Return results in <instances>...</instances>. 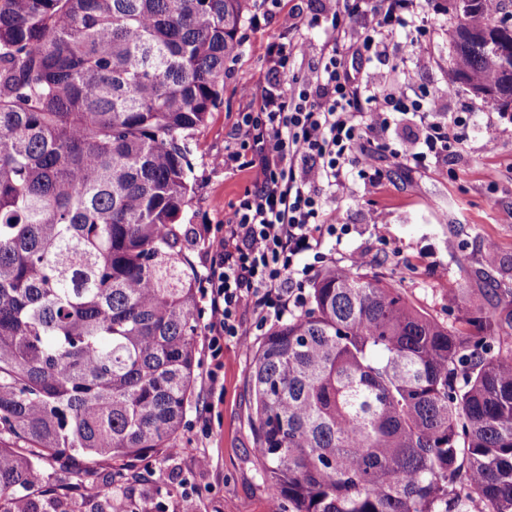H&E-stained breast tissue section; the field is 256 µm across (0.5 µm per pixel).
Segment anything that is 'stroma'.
<instances>
[{
  "instance_id": "stroma-1",
  "label": "stroma",
  "mask_w": 512,
  "mask_h": 512,
  "mask_svg": "<svg viewBox=\"0 0 512 512\" xmlns=\"http://www.w3.org/2000/svg\"><path fill=\"white\" fill-rule=\"evenodd\" d=\"M335 6L336 0H279L280 12L296 17V28L287 31L260 8L248 12L241 53L224 79L223 102L189 143L195 190L183 221L194 233L191 259L199 276L207 274V254L218 225L231 217L249 185L246 172L217 163L238 147L239 113L254 108L252 99L240 94V85L262 78L271 42L303 41L319 50L324 34L312 20ZM423 8L432 21L423 42L411 43L404 31H397L386 57L370 59L363 67L376 74L381 87L412 75L409 96L428 93L445 113L472 109L473 126L454 155L430 169L412 170L380 154L379 181L350 174L344 188L327 200L349 231L341 244L326 246L324 264L351 268L358 254H367L366 272L385 277L427 313L452 322L458 313L449 308L448 296L455 289L482 287L487 277L512 289V223L499 220L501 210L512 207V118L503 116L495 102L477 98L468 86L448 85L452 47L446 29L456 15L455 0H423ZM488 125L497 130L491 146L483 134ZM490 169L497 171L496 181H487ZM377 224L386 225L385 238L375 236ZM490 245L497 253L492 263L485 259ZM198 358L179 455L168 456L162 449L145 458L102 464L80 476L73 464L57 461L58 493L80 497L92 483L108 488L114 512H135L145 497L156 502L158 512H268L270 493L254 455L247 382L253 357L225 346L221 397L214 402L207 398L210 360L203 351ZM202 456L209 457L208 467L198 466Z\"/></svg>"
}]
</instances>
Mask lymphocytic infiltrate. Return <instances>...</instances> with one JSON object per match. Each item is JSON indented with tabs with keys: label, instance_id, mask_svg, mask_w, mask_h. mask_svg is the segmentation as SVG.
Instances as JSON below:
<instances>
[{
	"label": "lymphocytic infiltrate",
	"instance_id": "lymphocytic-infiltrate-1",
	"mask_svg": "<svg viewBox=\"0 0 512 512\" xmlns=\"http://www.w3.org/2000/svg\"><path fill=\"white\" fill-rule=\"evenodd\" d=\"M352 17L360 31L350 29ZM318 23L326 39L306 69L292 70L308 54L305 43L274 42L261 81L242 88L255 109L240 113L239 148L229 160L244 162L251 185L218 228L202 289L212 383L224 367L225 343L241 344L247 317L263 326L304 307L327 239L346 231L321 189L339 187L348 164L365 179L380 176L373 155L356 150L362 132L376 133L403 166L425 170L453 153L473 120L469 112L444 117L427 98H411L405 81L378 90L373 74L346 64L349 55L384 53L398 29L411 42L424 40L431 22L420 0H344ZM406 117L421 130L418 145L392 148L390 132Z\"/></svg>",
	"mask_w": 512,
	"mask_h": 512
}]
</instances>
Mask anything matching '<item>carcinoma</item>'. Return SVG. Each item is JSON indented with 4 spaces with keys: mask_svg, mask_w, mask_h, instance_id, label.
<instances>
[{
    "mask_svg": "<svg viewBox=\"0 0 512 512\" xmlns=\"http://www.w3.org/2000/svg\"><path fill=\"white\" fill-rule=\"evenodd\" d=\"M250 0H0V512H99L42 462L172 448L198 355L189 142L222 103ZM457 0L452 82L512 105ZM442 322L328 267L253 357L255 457L295 512H512V289Z\"/></svg>",
    "mask_w": 512,
    "mask_h": 512,
    "instance_id": "cac0c4a2",
    "label": "carcinoma"
}]
</instances>
